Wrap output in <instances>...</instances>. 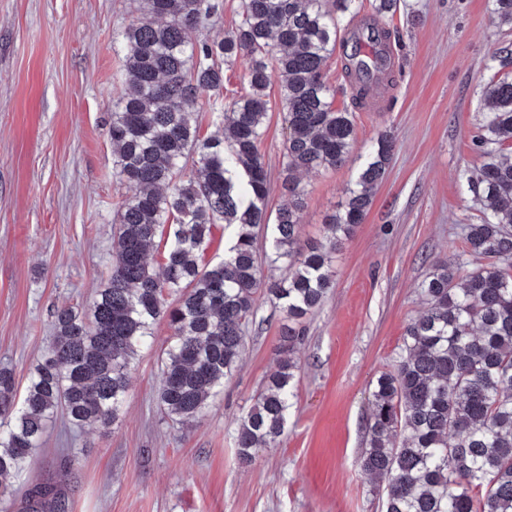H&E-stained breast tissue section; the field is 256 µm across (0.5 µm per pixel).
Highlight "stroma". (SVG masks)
Listing matches in <instances>:
<instances>
[{"mask_svg":"<svg viewBox=\"0 0 512 512\" xmlns=\"http://www.w3.org/2000/svg\"><path fill=\"white\" fill-rule=\"evenodd\" d=\"M137 18L135 0H0V368L13 370L20 392L54 334L52 310L86 309L112 266L115 221L130 193L112 176L108 129L125 63L113 39ZM380 24L399 34L393 80L364 107L352 106L340 55L324 66L336 108L353 111L357 142L344 166L300 174L302 240L322 238L359 154L384 132L394 147L363 224L335 255L332 288L306 320L279 444L245 465L235 440L286 325L261 293L238 366L198 420L179 423L159 404L171 331L158 322L114 425L57 419L9 479L0 512H22L35 484L60 489L70 512H382L384 482L359 467L371 392L403 352L432 263H486L462 235L483 218L466 179L481 165L473 137L491 60L512 76V29L497 27L488 0H402ZM268 93L259 153L274 210L286 199L288 130L279 85Z\"/></svg>","mask_w":512,"mask_h":512,"instance_id":"obj_1","label":"stroma"}]
</instances>
